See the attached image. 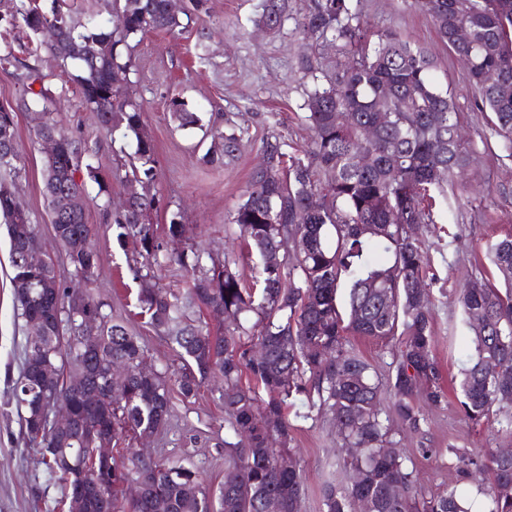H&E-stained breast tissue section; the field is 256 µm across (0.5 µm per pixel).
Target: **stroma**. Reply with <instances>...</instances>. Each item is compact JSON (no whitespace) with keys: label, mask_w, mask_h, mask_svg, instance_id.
Here are the masks:
<instances>
[{"label":"stroma","mask_w":512,"mask_h":512,"mask_svg":"<svg viewBox=\"0 0 512 512\" xmlns=\"http://www.w3.org/2000/svg\"><path fill=\"white\" fill-rule=\"evenodd\" d=\"M259 0H209L208 12L194 17L189 26L169 33L152 31L132 41L130 79L134 96L144 110L143 128L157 151L156 190L167 210L152 221L168 223L181 212L198 243L213 256L235 250V266L245 282L258 274V258L244 246L230 216L243 200L252 170L265 141L280 137L290 150L306 148L310 132L302 124L301 105L311 79L300 60L303 49L295 19L304 14L309 0H292V16L271 33L256 28L252 18ZM362 15L373 30H391L425 47L435 58L434 75L451 89L466 131V148L473 158L467 189H453L437 198L434 221L426 225L430 245V272L434 296L435 355L443 381L456 375L464 355L460 339L461 315L454 291L465 275L491 274L485 257L488 241L512 234V158L492 135V114L482 107L465 68L441 41L431 19L411 7L408 0H359ZM42 69L53 92L59 93L57 109L63 113L70 134L97 152L101 184H90L84 202L88 223L97 225L93 238L100 265L93 287L131 332L142 336L157 368L178 365L176 351L141 319L137 296L140 283L127 263L126 249L111 229L103 228L99 188L109 189L113 204L127 192L124 179L128 156L121 142L100 127L95 112L81 102L68 70L50 52L42 54ZM180 96L193 111L223 119L245 114L246 130L236 159L222 166L203 164L211 138L200 129L182 130L171 119L168 101ZM41 112L18 113V144L26 175L17 197L34 223L47 251H55L51 217L43 193L42 146L34 138ZM9 244L0 226V512H59L57 487L46 484L47 474L37 449L26 446L7 389V378L17 375L28 331L19 316L10 282ZM222 408L214 383H206L196 402L175 401L171 426L148 442L153 454L183 460L210 476L213 484L224 479V455L212 440L222 421ZM292 448L301 459L305 488L302 512H320L319 488L330 480L345 486L347 475L329 419L299 422L292 432ZM410 456L426 492H445L452 479L448 451L452 448H512V432L497 417L472 423L459 410L454 393H447L438 407L427 409L419 433L400 443ZM431 457H422V449Z\"/></svg>","instance_id":"stroma-1"}]
</instances>
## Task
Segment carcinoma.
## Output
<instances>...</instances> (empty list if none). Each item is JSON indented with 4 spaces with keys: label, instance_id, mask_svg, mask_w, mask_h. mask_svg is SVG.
Listing matches in <instances>:
<instances>
[{
    "label": "carcinoma",
    "instance_id": "carcinoma-1",
    "mask_svg": "<svg viewBox=\"0 0 512 512\" xmlns=\"http://www.w3.org/2000/svg\"><path fill=\"white\" fill-rule=\"evenodd\" d=\"M65 0H0V23L38 36L42 27L59 32L48 50L71 61L86 107L99 124L132 143L128 181L142 192L122 212L111 201L102 204L105 223L122 243L139 246L132 271L140 280L138 300L150 325L178 348L180 366L172 372L143 375L147 360L143 338L113 319L110 305L93 292L95 271L86 264L85 243L96 227L85 215L52 227L69 246L66 278L47 290L35 284L22 293L13 286L23 319L39 316L52 336L50 345L64 341L66 349L53 355L60 368L74 361L68 336L74 332L76 302L92 309L105 324L101 354L86 356L90 387L114 363L129 371L112 387V401L93 413L74 397H65L75 414L91 429H112L123 442L122 461L112 473V512H154L163 499L168 512H302L303 482L300 459L288 448L291 430L288 409L301 404L295 417L304 420L329 415L334 421L348 483L321 488L322 512H471L459 486L476 484L487 500L484 512H512V455L498 448L448 449V468L455 481L442 494L420 493L412 460L385 449L397 444L396 431L417 432L424 421L423 406L442 403L441 373L433 353L435 343L433 296L427 282L430 266L422 235L434 223L432 204L455 182L465 178L470 156L463 147L454 98L433 77L434 61L420 46L393 31L372 32L359 0H310L296 20L301 39L312 53L301 59L313 83L306 92L304 120L312 130L308 147L288 153L276 137L265 142V166L255 169L230 223L240 227L247 246L260 261L259 287L249 288L232 271L235 252L223 260L189 246L179 254L162 253L153 225L143 221L163 205L155 190L158 179L156 147L142 131V106L129 91L131 57L122 48L156 30L173 31L207 11V0H188L181 14L168 9V0H124L114 20L89 12L76 19L64 10ZM432 19L441 39L466 60L470 82L482 106L494 115L492 129L512 157V0H413ZM289 0H260L254 25L277 31L290 16ZM466 27L470 42L459 44L454 31ZM337 48L339 60L331 73L319 74L313 50L323 43ZM42 44L33 40L15 50L0 47V68L25 70V92L16 111L0 112V150L12 153L0 160V220L9 241L11 281L21 275L22 254L35 242L37 225L16 205V189L26 173L17 147L16 112L41 109L45 121L36 138L56 134L66 152L44 160V172L55 173L61 187L86 193L87 182L100 183L93 165L96 151L70 136L62 121L51 117L54 93L40 70ZM489 72L499 82L485 84ZM118 86L111 87V82ZM39 89H34V85ZM388 112L387 124L368 138L377 109ZM169 111L181 129L202 127V119L179 97ZM227 130H211L212 143L202 160L221 165L236 157L244 128L225 119ZM373 155L368 167L359 156ZM317 195L321 206L309 207ZM372 224L374 235L360 226ZM390 255L387 263L373 260L377 250ZM494 268L490 277H469L455 293L468 345L459 371L460 412L479 422L492 414L504 416L512 431V234L486 245ZM176 265L182 271L180 288L161 283L158 271ZM204 307L218 319H254L243 335L211 333L209 324L189 322L188 312ZM363 336L393 344L395 366L386 379L349 345L348 337ZM261 345L266 357L249 356ZM40 349L31 341L17 378L8 379L12 400L24 430L25 443L38 449L48 482L61 489L57 506L72 512L68 487L71 470L61 466L53 441L30 423V405L43 390L64 393L58 381L35 376ZM217 371L224 378V481L213 487L203 473L180 460L140 458L133 448L138 433H159L167 425L173 393L183 401L198 399L202 384ZM288 459L289 466L278 461ZM140 479L142 499L128 502L121 483ZM400 488L399 494L392 489Z\"/></svg>",
    "mask_w": 512,
    "mask_h": 512
}]
</instances>
